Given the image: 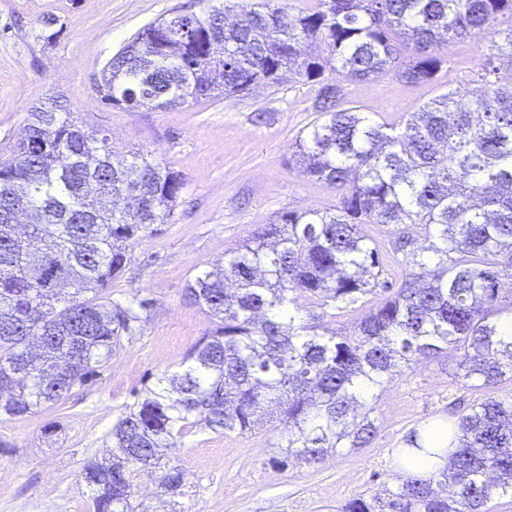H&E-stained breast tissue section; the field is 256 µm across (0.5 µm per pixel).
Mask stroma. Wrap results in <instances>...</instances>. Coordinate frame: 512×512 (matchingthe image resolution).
I'll return each mask as SVG.
<instances>
[{"instance_id": "stroma-1", "label": "stroma", "mask_w": 512, "mask_h": 512, "mask_svg": "<svg viewBox=\"0 0 512 512\" xmlns=\"http://www.w3.org/2000/svg\"><path fill=\"white\" fill-rule=\"evenodd\" d=\"M203 7L202 0H0V161L23 136L27 108L59 95L87 128L111 135L115 159L154 155L185 183L168 222L135 244L131 264L105 291L123 302L150 300L148 320L63 403L27 419L0 414V512H93L83 465L106 457L113 423L211 327L184 296L188 280L277 216L339 199L303 175L294 157L301 131L322 117L321 82L286 79L171 109L103 102V69L139 31ZM485 51L482 35L472 36L449 49L434 83L412 87L387 73L340 82L339 100L376 121L399 122L447 90L477 92ZM455 364L448 353L404 368L378 392L375 440L338 449L316 467L273 462L271 444L284 428L276 417L245 434L189 428L167 450L184 471L185 496L170 500L144 476L134 501L141 512H340L354 497L394 485L395 455L410 431L484 398L454 381Z\"/></svg>"}]
</instances>
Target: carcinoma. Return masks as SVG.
I'll list each match as a JSON object with an SVG mask.
<instances>
[{"label": "carcinoma", "instance_id": "1", "mask_svg": "<svg viewBox=\"0 0 512 512\" xmlns=\"http://www.w3.org/2000/svg\"><path fill=\"white\" fill-rule=\"evenodd\" d=\"M476 33L488 37L480 92L449 90L398 126L333 103L324 85V120L296 148L302 172L340 192L338 204L280 215L189 281L185 298L214 327L112 424L111 458L83 466L94 512H137L142 472L183 495V470L162 457L189 426L245 433L274 412L285 426L273 443L284 467L364 448L377 433V391L448 351L455 377L488 394L448 425V465L399 476L343 512H489L494 498L512 495V397L496 396L512 381V340L500 330L512 316L502 296L512 280V85L492 79L494 61L512 65V0H317L297 14L281 0H222L145 27L112 58L101 93L112 106L167 109L287 74L371 82L391 72L421 86L437 79L449 47ZM25 125L0 162V413L12 417L66 400L147 319L151 301L103 291L184 189L146 154L103 160L108 135L72 120L56 96L33 104ZM20 202L22 233L12 221ZM369 224L393 228L396 284L381 279ZM416 224L421 243L409 231ZM378 290L388 296L349 332L321 333V314L303 316Z\"/></svg>", "mask_w": 512, "mask_h": 512}]
</instances>
